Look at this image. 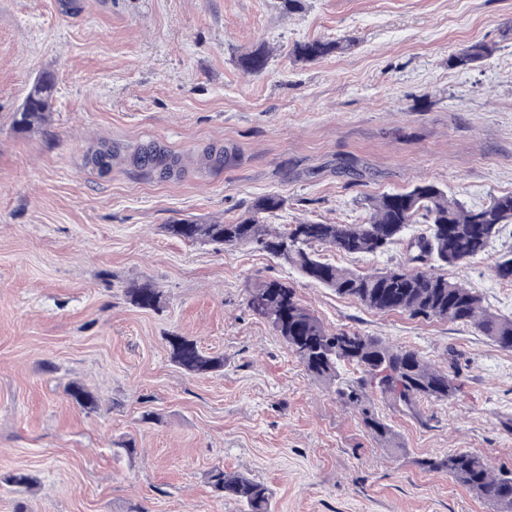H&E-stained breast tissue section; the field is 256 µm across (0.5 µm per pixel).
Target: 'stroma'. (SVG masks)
<instances>
[{"mask_svg": "<svg viewBox=\"0 0 512 512\" xmlns=\"http://www.w3.org/2000/svg\"><path fill=\"white\" fill-rule=\"evenodd\" d=\"M339 37L346 51L293 55ZM476 41L497 50L449 68ZM259 46L267 68L244 74ZM46 74L52 112L20 129ZM150 146L180 172L137 165ZM420 182L469 204L512 192V0H0V478L38 480L0 485V512H242L215 496L216 466L267 485L273 512H494L421 461L463 448L512 468V352L456 323L373 312L265 253L164 231L237 218L269 193L286 201L269 223L358 224L369 198ZM510 251L512 226L448 274L511 316L512 284L492 270ZM270 279L328 329L442 369L456 351L462 395L416 416L378 402L385 445L250 315L249 289ZM133 281L161 291L159 309L129 303ZM173 334L223 356V372L184 373ZM72 382L98 411L69 399ZM129 439L131 456L117 450Z\"/></svg>", "mask_w": 512, "mask_h": 512, "instance_id": "1", "label": "stroma"}]
</instances>
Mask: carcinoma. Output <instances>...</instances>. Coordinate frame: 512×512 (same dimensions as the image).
<instances>
[{
	"label": "carcinoma",
	"instance_id": "1",
	"mask_svg": "<svg viewBox=\"0 0 512 512\" xmlns=\"http://www.w3.org/2000/svg\"><path fill=\"white\" fill-rule=\"evenodd\" d=\"M347 47V41L300 43L295 55L304 61L324 58ZM495 46L475 42L452 55L448 65L470 69L491 57ZM268 64L263 47L240 58L241 68L252 74ZM54 83L38 80L29 91L16 124L30 128L45 123L51 108ZM278 194L259 197L247 214L224 223L197 224L185 220L165 226L176 239L216 246L249 247L293 267L305 279L336 291L378 313H406L425 320L447 321L473 328L498 348L512 352V317L490 312L482 297L465 283L442 272L459 268L488 253L493 239L512 224V193L481 206H468L448 197L433 183H419L405 191L385 193L369 200V217L362 224L300 223L281 228L262 217L283 209ZM414 224L425 228L409 237ZM404 245L402 266L361 274L321 257L325 248L344 254H381L392 245ZM496 278L512 282V253L495 261ZM130 302L141 309H156L161 293L147 283L125 288ZM247 307L280 336L288 351L310 375L332 385L336 398L357 409L374 437L391 439V428L375 407L376 393L390 405L418 414L424 402H446L462 391L460 372L453 365L437 369L410 347L393 346L379 336L358 330H329L303 306L293 288L273 279L251 290ZM172 361L191 375L224 369V357L204 354L197 343L179 335L166 338ZM67 394L81 408L99 409V399L86 387L72 383ZM431 471H444L499 512H512V470L493 472L481 456L452 451L421 461ZM213 491L238 502L244 512H272V492L267 485L221 467L208 474Z\"/></svg>",
	"mask_w": 512,
	"mask_h": 512
}]
</instances>
